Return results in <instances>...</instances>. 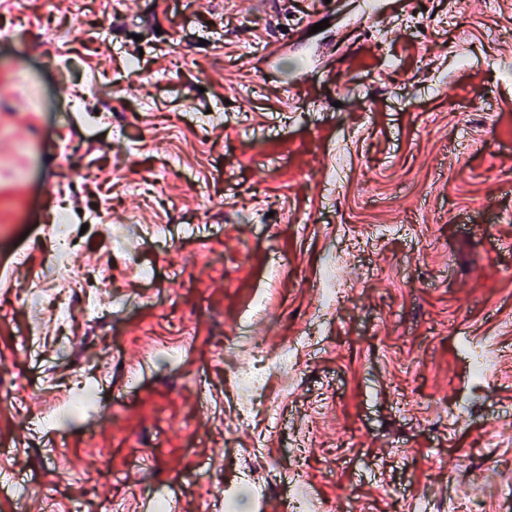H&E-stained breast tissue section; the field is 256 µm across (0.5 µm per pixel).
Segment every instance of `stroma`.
Wrapping results in <instances>:
<instances>
[{
    "mask_svg": "<svg viewBox=\"0 0 512 512\" xmlns=\"http://www.w3.org/2000/svg\"><path fill=\"white\" fill-rule=\"evenodd\" d=\"M373 6L0 0V475L38 486L0 512H286L297 439L324 512H512V0ZM63 198L113 283L64 345L39 289ZM330 260L349 293L318 318ZM300 337L241 419L229 370ZM79 364L98 409L34 427Z\"/></svg>",
    "mask_w": 512,
    "mask_h": 512,
    "instance_id": "stroma-1",
    "label": "stroma"
}]
</instances>
